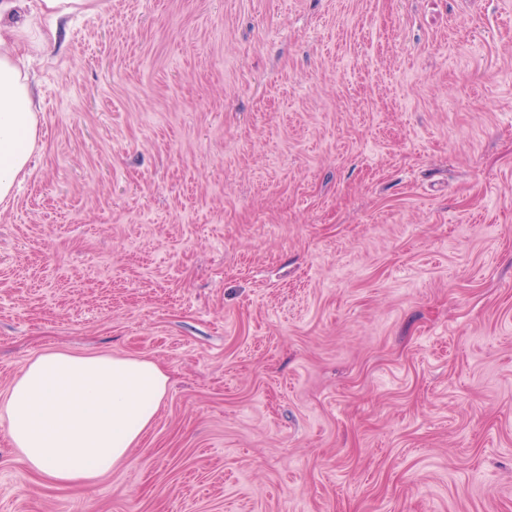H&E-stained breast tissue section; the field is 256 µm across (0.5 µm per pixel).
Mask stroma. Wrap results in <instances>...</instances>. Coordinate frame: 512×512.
<instances>
[{
  "instance_id": "stroma-1",
  "label": "stroma",
  "mask_w": 512,
  "mask_h": 512,
  "mask_svg": "<svg viewBox=\"0 0 512 512\" xmlns=\"http://www.w3.org/2000/svg\"><path fill=\"white\" fill-rule=\"evenodd\" d=\"M32 64L0 401L47 351L167 395L0 512H512V0H102Z\"/></svg>"
}]
</instances>
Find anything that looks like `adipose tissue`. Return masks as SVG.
I'll list each match as a JSON object with an SVG mask.
<instances>
[{
	"instance_id": "1",
	"label": "adipose tissue",
	"mask_w": 512,
	"mask_h": 512,
	"mask_svg": "<svg viewBox=\"0 0 512 512\" xmlns=\"http://www.w3.org/2000/svg\"><path fill=\"white\" fill-rule=\"evenodd\" d=\"M98 0H0V203L26 175L38 139L29 76L16 62L30 36L29 7L52 20L95 9ZM167 392L151 361L38 355L0 405L27 467L63 484L92 487L137 443Z\"/></svg>"
}]
</instances>
